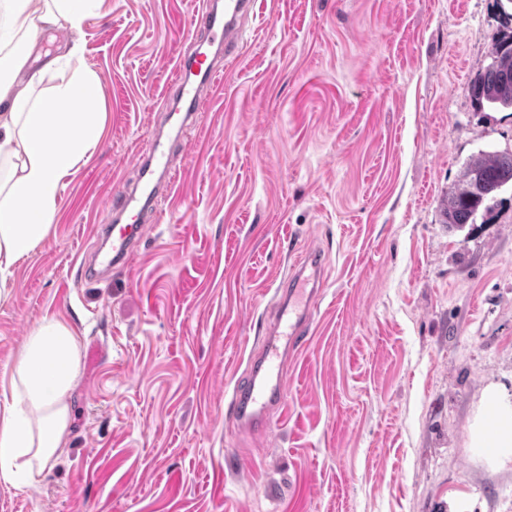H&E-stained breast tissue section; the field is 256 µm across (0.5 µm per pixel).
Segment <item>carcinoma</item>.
Returning <instances> with one entry per match:
<instances>
[{
  "label": "carcinoma",
  "instance_id": "obj_1",
  "mask_svg": "<svg viewBox=\"0 0 512 512\" xmlns=\"http://www.w3.org/2000/svg\"><path fill=\"white\" fill-rule=\"evenodd\" d=\"M504 33L494 43L493 60L471 84L478 105L512 107V11L500 13ZM512 185V153L485 154L468 163L457 186L448 193L445 217L448 228L459 230L475 223L478 212L490 211L486 202Z\"/></svg>",
  "mask_w": 512,
  "mask_h": 512
}]
</instances>
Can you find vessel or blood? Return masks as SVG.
I'll list each match as a JSON object with an SVG mask.
<instances>
[{
  "instance_id": "vessel-or-blood-1",
  "label": "vessel or blood",
  "mask_w": 512,
  "mask_h": 512,
  "mask_svg": "<svg viewBox=\"0 0 512 512\" xmlns=\"http://www.w3.org/2000/svg\"><path fill=\"white\" fill-rule=\"evenodd\" d=\"M255 0H224L223 7L203 4L191 18L190 25L207 32L225 51L241 44L239 26L242 17L250 15ZM219 69L203 47H195L180 60L173 80L182 127H189L200 111L204 92L214 86ZM170 154L161 140H154L142 155L139 180L135 188L113 192L111 210L115 223L101 226L100 231L111 237L108 251L100 253L96 263L80 266V277L90 280L100 271L127 268L137 251L147 224L153 223V202L159 191L174 184ZM321 276L318 251L307 250L289 274L284 275L275 295L277 315L265 336L261 350L249 362L248 379L233 391L227 412L240 427L264 430L271 423L270 414L286 407L284 364L289 354L303 350L308 343L309 324L319 296L314 283Z\"/></svg>"
}]
</instances>
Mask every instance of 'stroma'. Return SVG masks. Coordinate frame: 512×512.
<instances>
[{
  "label": "stroma",
  "instance_id": "35a3bbf8",
  "mask_svg": "<svg viewBox=\"0 0 512 512\" xmlns=\"http://www.w3.org/2000/svg\"><path fill=\"white\" fill-rule=\"evenodd\" d=\"M203 0H94L82 62L104 134L0 303V370L53 315L82 342L66 447L0 512H512V464L470 444L512 393V187L449 230L467 163L512 153V109L478 108L496 0H256L223 86L175 137L162 113ZM176 194L129 267L85 282L93 228L154 138ZM325 265L288 416L226 410L294 254Z\"/></svg>",
  "mask_w": 512,
  "mask_h": 512
}]
</instances>
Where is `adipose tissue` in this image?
Masks as SVG:
<instances>
[{
  "label": "adipose tissue",
  "instance_id": "1",
  "mask_svg": "<svg viewBox=\"0 0 512 512\" xmlns=\"http://www.w3.org/2000/svg\"><path fill=\"white\" fill-rule=\"evenodd\" d=\"M93 0H0V301L16 263L55 222L60 191L103 135L98 78L82 65V26ZM55 53L34 55L44 34ZM68 80L37 89L60 68ZM82 344L64 321L35 323L12 367L0 371V479L33 485L66 446L70 398ZM471 445L487 459L512 460V396L485 395Z\"/></svg>",
  "mask_w": 512,
  "mask_h": 512
}]
</instances>
